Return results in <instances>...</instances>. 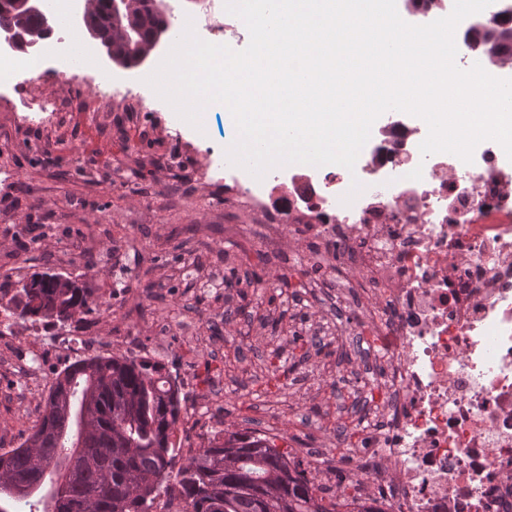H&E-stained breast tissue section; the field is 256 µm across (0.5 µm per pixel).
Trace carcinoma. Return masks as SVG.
I'll return each mask as SVG.
<instances>
[{
	"instance_id": "carcinoma-1",
	"label": "carcinoma",
	"mask_w": 512,
	"mask_h": 512,
	"mask_svg": "<svg viewBox=\"0 0 512 512\" xmlns=\"http://www.w3.org/2000/svg\"><path fill=\"white\" fill-rule=\"evenodd\" d=\"M5 0L0 25L16 34L43 29L37 14L15 8ZM140 16H114L112 0H97L81 32L107 30L118 24L131 38L112 41V56L121 66L134 67L145 59L157 36L169 31L161 11L151 0H140ZM474 44L490 55L512 43V28H486ZM58 273H33L12 295L0 291V311L7 327L19 319L33 324L64 327L67 310H89L86 290L77 282L58 287ZM39 305H30V298ZM165 366L146 357L96 356L77 359L56 374L29 433L16 448L0 453V503L23 501L29 512H44L43 487L55 475L30 455L36 444L53 458L65 450L77 463L60 484L61 512H154L158 499L176 495L184 512H331L315 494L311 463L279 451L256 430L224 432L188 459L169 484L174 447L171 436L180 420L179 387Z\"/></svg>"
}]
</instances>
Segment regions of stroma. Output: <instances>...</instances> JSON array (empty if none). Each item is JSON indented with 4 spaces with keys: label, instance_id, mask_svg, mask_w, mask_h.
<instances>
[{
    "label": "stroma",
    "instance_id": "obj_1",
    "mask_svg": "<svg viewBox=\"0 0 512 512\" xmlns=\"http://www.w3.org/2000/svg\"><path fill=\"white\" fill-rule=\"evenodd\" d=\"M178 37L170 30L133 68L100 52L96 69L74 66L70 81H36L29 96L55 106L46 126H22L14 108L0 107V287L46 269L77 278L97 336L127 328L149 357L185 377L183 419L220 373L224 395L200 430L260 429L270 406L281 415L275 445L298 456L306 433L333 439L344 397L312 372L335 365L337 350L327 345L294 374L275 375L296 349L295 314L277 289L256 292L252 276L286 273L288 252L305 241L287 238L283 256L270 255L243 233L257 216L225 207L223 186L206 179L210 152L224 146L221 108H210L200 131L161 98L117 112L93 90L104 71L141 87ZM141 165L147 175L138 179ZM216 274L234 282L231 298L204 291ZM214 340L223 358L213 363L205 349ZM53 342L43 330L0 359V448L17 447L36 420L56 369L39 367L36 382L25 370Z\"/></svg>",
    "mask_w": 512,
    "mask_h": 512
}]
</instances>
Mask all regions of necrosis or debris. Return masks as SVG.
Masks as SVG:
<instances>
[{
    "label": "necrosis or debris",
    "mask_w": 512,
    "mask_h": 512,
    "mask_svg": "<svg viewBox=\"0 0 512 512\" xmlns=\"http://www.w3.org/2000/svg\"><path fill=\"white\" fill-rule=\"evenodd\" d=\"M196 3L212 40L241 27L223 0ZM487 25L512 26V0L460 22L464 58ZM427 133L398 116L354 170L238 167L224 182L225 203L260 213L253 238L276 254L300 232L316 249L289 252L290 272L334 287L331 383L360 399L359 435L334 456L316 437L304 448L328 477L355 464L337 512H512V160L492 140L469 164L425 157Z\"/></svg>",
    "instance_id": "obj_1"
}]
</instances>
